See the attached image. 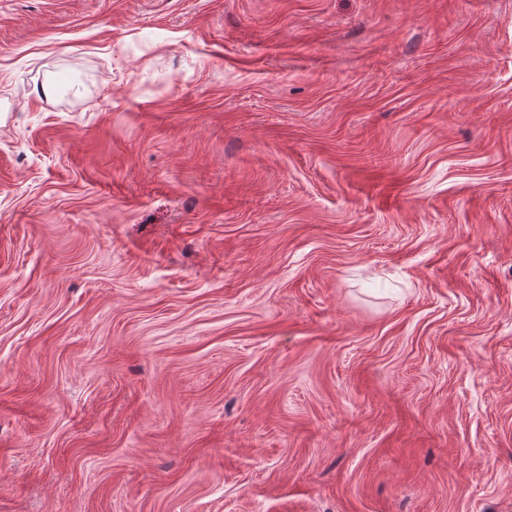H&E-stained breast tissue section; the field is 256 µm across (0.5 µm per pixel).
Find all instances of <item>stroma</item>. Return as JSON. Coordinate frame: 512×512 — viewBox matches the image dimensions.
<instances>
[{
	"mask_svg": "<svg viewBox=\"0 0 512 512\" xmlns=\"http://www.w3.org/2000/svg\"><path fill=\"white\" fill-rule=\"evenodd\" d=\"M0 512H512V0H0Z\"/></svg>",
	"mask_w": 512,
	"mask_h": 512,
	"instance_id": "stroma-1",
	"label": "stroma"
}]
</instances>
